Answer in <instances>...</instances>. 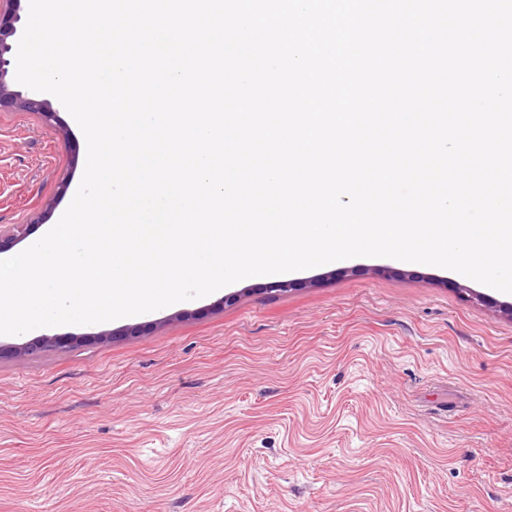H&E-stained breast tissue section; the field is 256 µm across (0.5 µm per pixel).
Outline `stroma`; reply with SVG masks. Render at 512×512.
Here are the masks:
<instances>
[{"label":"stroma","mask_w":512,"mask_h":512,"mask_svg":"<svg viewBox=\"0 0 512 512\" xmlns=\"http://www.w3.org/2000/svg\"><path fill=\"white\" fill-rule=\"evenodd\" d=\"M52 110L0 109V225L25 248L86 163ZM289 279L0 335V512H512V294L384 257ZM78 339L79 337L76 336H48L35 343L14 347L13 351L17 355H25L48 350H58L77 343Z\"/></svg>","instance_id":"1"}]
</instances>
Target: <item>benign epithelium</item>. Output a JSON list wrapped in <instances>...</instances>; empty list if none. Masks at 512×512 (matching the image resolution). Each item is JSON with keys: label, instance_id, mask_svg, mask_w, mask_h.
I'll list each match as a JSON object with an SVG mask.
<instances>
[{"label": "benign epithelium", "instance_id": "benign-epithelium-1", "mask_svg": "<svg viewBox=\"0 0 512 512\" xmlns=\"http://www.w3.org/2000/svg\"><path fill=\"white\" fill-rule=\"evenodd\" d=\"M21 0H0V108L11 106L19 110L38 111L46 121L54 117L49 102L29 97L15 89L17 33ZM25 230L21 227L0 226V251L11 248L22 239ZM76 336H48L38 342L14 348L17 355L33 354L48 350H58L77 343Z\"/></svg>", "mask_w": 512, "mask_h": 512}]
</instances>
